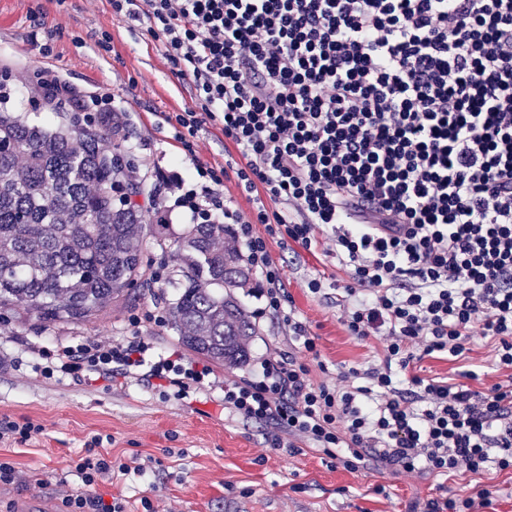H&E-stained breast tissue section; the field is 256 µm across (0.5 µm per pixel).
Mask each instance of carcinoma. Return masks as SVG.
<instances>
[{
    "instance_id": "1",
    "label": "carcinoma",
    "mask_w": 512,
    "mask_h": 512,
    "mask_svg": "<svg viewBox=\"0 0 512 512\" xmlns=\"http://www.w3.org/2000/svg\"><path fill=\"white\" fill-rule=\"evenodd\" d=\"M117 130L60 122L49 128L0 110V313L41 326L84 323L112 303L152 287L145 277L139 210L116 203ZM224 224H191L173 243L152 230L176 261L168 324L188 349L216 363L246 362L258 335L234 289L251 272L236 249L216 247Z\"/></svg>"
}]
</instances>
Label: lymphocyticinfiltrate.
Segmentation results:
<instances>
[{"mask_svg": "<svg viewBox=\"0 0 512 512\" xmlns=\"http://www.w3.org/2000/svg\"><path fill=\"white\" fill-rule=\"evenodd\" d=\"M145 26L191 107L164 113L188 168L157 173L165 196L120 199L160 220L229 224L260 275L265 312L292 347L270 353L258 379L224 389L225 408L303 434L337 464L417 475L512 471V386L480 392L414 374L436 352L462 355L472 326L512 369V0H110ZM221 116L236 152L243 212L224 169L197 158V133ZM263 232H256V225ZM321 246L350 282L336 304L350 336L385 341L380 362L311 379L320 353L294 311L268 241ZM113 342L57 351L63 376L169 388L208 365L172 351L151 358L140 317ZM92 437L72 472L83 490L61 512H127L88 493L98 479L142 474ZM71 472V473H72Z\"/></svg>", "mask_w": 512, "mask_h": 512, "instance_id": "1", "label": "lymphocytic infiltrate"}]
</instances>
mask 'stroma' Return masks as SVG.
Listing matches in <instances>:
<instances>
[{
	"instance_id": "obj_1",
	"label": "stroma",
	"mask_w": 512,
	"mask_h": 512,
	"mask_svg": "<svg viewBox=\"0 0 512 512\" xmlns=\"http://www.w3.org/2000/svg\"><path fill=\"white\" fill-rule=\"evenodd\" d=\"M109 49H101L102 33ZM51 42L52 53L39 49ZM61 80L86 97L111 98L122 115V131L130 151L128 162L150 174L155 168L185 165L186 159L163 121L191 103L193 90L178 79L168 58L143 27L128 26L112 13L109 0H0V78L6 75ZM220 121L198 133V156L219 167L232 164L236 152L225 142ZM293 308L317 338L321 366L315 381L331 379L339 367L381 357L382 345L349 336L336 304L347 277L336 259L321 249L289 250L279 240L269 243ZM319 278L324 290L311 294L308 283ZM239 296L254 316L259 334L250 347L253 358L283 346V329L252 289ZM158 292L113 303L92 321L40 327L14 315L0 317V416L41 423L44 434L27 444H0V459L14 467L11 484L0 485V501L17 512L39 506L57 512L77 477L60 485L56 474L85 452L93 436L114 458L153 457L156 475L145 480L131 474L103 479L91 488L104 499L120 497L139 504L149 497L153 512H420L430 497L454 498L484 486L491 490L481 512H512V471L479 475L410 476L388 469L344 470L309 441L293 437V449L268 448L265 428L223 411L225 382L235 372L212 364V373L191 385L187 395L176 390L148 389L133 383L103 388L41 376L53 365L58 348L88 340L102 343L128 332L130 316L164 308ZM469 350L454 359L443 354L416 364L421 376L458 382L467 371L479 373L475 388L489 381L508 383L512 371H492L494 346L480 326L469 332Z\"/></svg>"
}]
</instances>
